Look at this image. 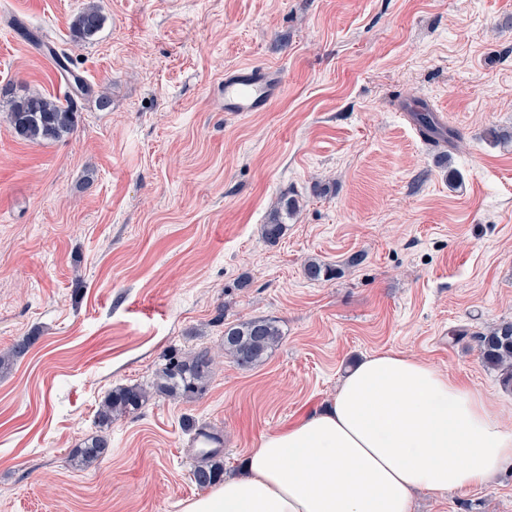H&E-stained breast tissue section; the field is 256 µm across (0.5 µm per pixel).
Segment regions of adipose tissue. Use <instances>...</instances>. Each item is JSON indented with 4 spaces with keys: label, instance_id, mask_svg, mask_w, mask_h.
Masks as SVG:
<instances>
[{
    "label": "adipose tissue",
    "instance_id": "adipose-tissue-1",
    "mask_svg": "<svg viewBox=\"0 0 512 512\" xmlns=\"http://www.w3.org/2000/svg\"><path fill=\"white\" fill-rule=\"evenodd\" d=\"M510 463L512 423L494 401L426 361L374 354L181 512H411L417 492L483 486Z\"/></svg>",
    "mask_w": 512,
    "mask_h": 512
}]
</instances>
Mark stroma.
<instances>
[{
  "instance_id": "obj_1",
  "label": "stroma",
  "mask_w": 512,
  "mask_h": 512,
  "mask_svg": "<svg viewBox=\"0 0 512 512\" xmlns=\"http://www.w3.org/2000/svg\"><path fill=\"white\" fill-rule=\"evenodd\" d=\"M92 4L105 21L84 41L72 23ZM23 26L110 100H79L56 141L8 122V100L65 91ZM251 63L282 71L281 96L221 110L216 79ZM423 105L462 142L432 147ZM312 258L335 278L307 279ZM258 316L282 331L266 361L219 357L201 399H152L107 429L106 457L72 461L112 388L150 386L171 352L218 354L225 324ZM506 321L512 0H0V351L32 339L0 370V512H181L203 494L184 416L222 435L231 475L387 351L511 420L475 340ZM413 509L512 512V466Z\"/></svg>"
}]
</instances>
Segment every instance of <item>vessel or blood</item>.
Masks as SVG:
<instances>
[{
	"label": "vessel or blood",
	"instance_id": "b4317fda",
	"mask_svg": "<svg viewBox=\"0 0 512 512\" xmlns=\"http://www.w3.org/2000/svg\"><path fill=\"white\" fill-rule=\"evenodd\" d=\"M283 77L269 66L245 64L225 71L217 98L227 112H265L280 97Z\"/></svg>",
	"mask_w": 512,
	"mask_h": 512
}]
</instances>
